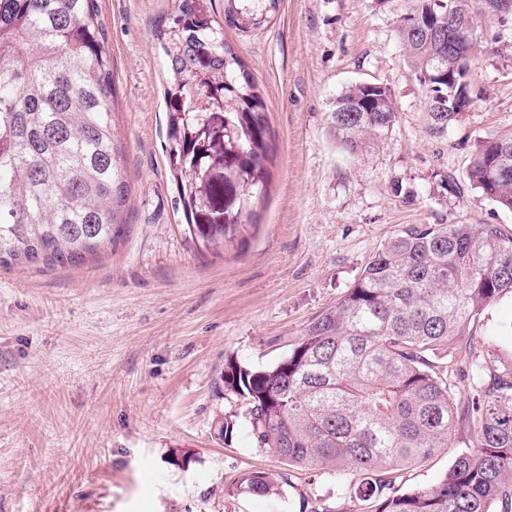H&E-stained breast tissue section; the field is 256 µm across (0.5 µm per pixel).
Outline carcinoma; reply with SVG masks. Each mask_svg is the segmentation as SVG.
Returning a JSON list of instances; mask_svg holds the SVG:
<instances>
[{
    "mask_svg": "<svg viewBox=\"0 0 512 512\" xmlns=\"http://www.w3.org/2000/svg\"><path fill=\"white\" fill-rule=\"evenodd\" d=\"M281 0H174L155 27L168 74L169 162L191 237L225 247L253 221L271 162L269 112L224 27L270 24ZM99 0H0V266L78 265L116 241L129 200L114 140L112 61ZM467 10L512 18V0H417L397 28L427 96V133L443 137L462 112L448 95L472 93L470 60L448 84V62L484 49L448 19ZM224 109V185L236 192L225 224L196 223L219 193L196 132ZM390 89L355 82L336 97L330 131L351 154L392 131ZM470 186L512 212V131L477 140ZM512 296V229L501 224H407L389 238L332 309L316 316L278 360H229L224 392L244 407L259 448L321 471L374 504L373 512H512V362L488 358L486 312ZM456 356H448V347ZM470 396L454 394L458 365ZM238 415L216 420L232 440ZM460 453L434 486L401 491L392 473L434 456L463 429ZM353 476L355 481L346 483ZM285 475L241 474L225 495L278 496Z\"/></svg>",
    "mask_w": 512,
    "mask_h": 512,
    "instance_id": "cac0c4a2",
    "label": "carcinoma"
}]
</instances>
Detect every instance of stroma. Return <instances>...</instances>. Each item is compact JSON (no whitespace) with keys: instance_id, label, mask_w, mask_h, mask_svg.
Returning <instances> with one entry per match:
<instances>
[{"instance_id":"35a3bbf8","label":"stroma","mask_w":512,"mask_h":512,"mask_svg":"<svg viewBox=\"0 0 512 512\" xmlns=\"http://www.w3.org/2000/svg\"><path fill=\"white\" fill-rule=\"evenodd\" d=\"M412 0H282L259 31L226 30L269 110L273 160L255 225L241 240L196 245L175 205L166 140L164 65L153 30L173 0H99L115 86L114 132L130 189L128 224L80 265L0 267V512H337L369 505L335 481L256 447L224 366L267 365L333 307L362 267L407 224H502L466 179L479 138L512 129V24L484 26L471 60L481 98L447 135L426 132L425 92L396 21ZM386 85L397 110L368 155L348 154L328 114L350 84ZM453 174L455 187L440 177ZM483 330L512 356V300ZM471 434L404 471L402 489L436 484ZM287 474L273 497L225 496L240 474Z\"/></svg>"}]
</instances>
